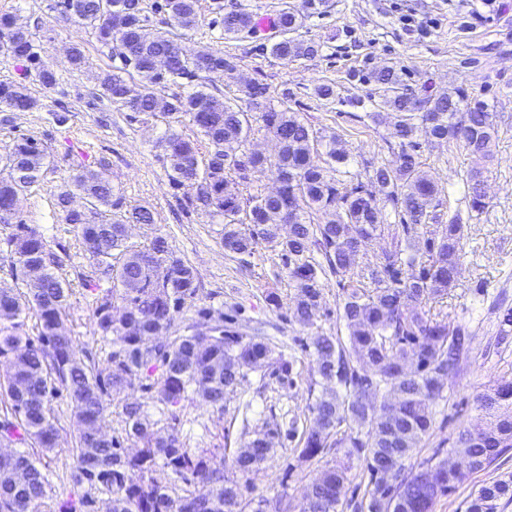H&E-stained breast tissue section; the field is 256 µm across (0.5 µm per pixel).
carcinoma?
I'll list each match as a JSON object with an SVG mask.
<instances>
[{"label": "carcinoma", "mask_w": 512, "mask_h": 512, "mask_svg": "<svg viewBox=\"0 0 512 512\" xmlns=\"http://www.w3.org/2000/svg\"><path fill=\"white\" fill-rule=\"evenodd\" d=\"M67 20L90 27L105 45L126 48L117 72L97 77L102 96L125 112L161 120L166 131L159 142L168 164L171 185L181 189L191 182L193 193L185 207L224 224V250L251 255L258 238L274 244L296 290L294 318L311 323L320 311L323 282L336 278L341 288L340 317L349 345L336 336L311 337L317 372L336 382L309 405V427L302 431L298 461L307 462L333 448L362 462L370 475L368 512H435L438 499L460 484L466 473L512 448V381L489 387L478 396L491 422L484 428L463 427L455 440L458 465L437 460L439 451L406 467L433 423L432 407L443 398L444 381L468 357L472 334L467 327L438 319L425 309L455 287L463 270L464 224L459 215L442 223V190L418 161L420 139L446 142L481 158L494 160V113L487 102L458 87L441 95L418 97L409 92L401 71L386 66L370 74L381 90V111L374 121H390L400 152L386 166L373 168L370 183L347 185L316 161L317 136L290 111L286 102L273 104L267 85L250 82L241 88L247 110L232 107L204 90L169 97L159 90L181 80L192 83L214 68L234 70L224 51L204 46L192 55L177 53L180 32L199 28L201 0H162L152 10L166 16L169 29L151 25L144 0H60ZM215 18L227 37L255 27L252 13L224 12V0H210ZM301 15L285 6L275 27L281 40L270 53L286 63L310 58L314 43L297 35ZM0 56L34 66L41 86L56 84L54 73L36 67L39 55L27 29L13 26V15L0 14ZM168 56V70L154 67ZM139 78L142 91L127 94V79ZM39 102L26 87L0 81V112H31ZM259 118L279 142L274 158L245 149ZM191 123L205 145L180 130ZM325 154L336 162L347 160L336 136L325 141ZM53 160L33 137H18L0 151V226L9 230L3 243L11 275L36 283L34 288H0V397L9 405L0 416V446L27 444L44 451L56 446L54 397L66 392L79 422L71 480L108 495L110 512H245L242 480L265 459L256 448L271 450L272 432L253 433L231 463L198 453L173 430L161 433L135 406L125 408L126 434L141 442L128 456L111 436L101 434L100 421L112 396L132 385L145 372L160 371L156 393L176 407L187 386H196L206 406L224 409L246 372L267 363L269 344L259 336L249 339L224 328V312L210 307L196 310L188 329L210 328L211 338L176 336L148 350L144 336H161L176 321L186 301L199 294L194 268L176 256L166 238L156 236L148 246L129 242L126 225L155 223L146 207L123 211L106 168H83L58 185L53 197L84 246L90 272L81 277L84 290L94 296L93 317L98 333L110 340L105 364L78 347L69 334H58L68 320L69 289L58 270L71 261L65 248L52 250L42 233L30 224L11 222L13 202L38 182ZM273 167L282 177L278 197L243 196L230 177L243 185ZM469 207L486 208L483 171L472 168L466 177ZM72 195H84L85 210L66 206ZM387 202L400 216L401 241L384 252L374 265L361 262L377 235L385 230L382 207ZM319 214L323 221L313 222ZM288 225V236L280 234ZM425 236V250L410 252L415 239ZM109 288L102 289L103 284ZM35 313L38 338L22 334L24 318ZM512 340V309L496 325L498 345ZM356 432L341 431L344 424ZM169 468L175 478L200 484L199 494L178 485L163 487L152 478L155 466ZM432 469L439 484L423 483L419 473ZM348 469L328 466L310 485L300 512H338ZM512 493V479L484 486L471 498L467 512H496L497 501ZM46 497V479L35 460L22 452L0 453V512H38ZM291 505L279 496L259 498L253 512H288Z\"/></svg>", "instance_id": "1"}]
</instances>
